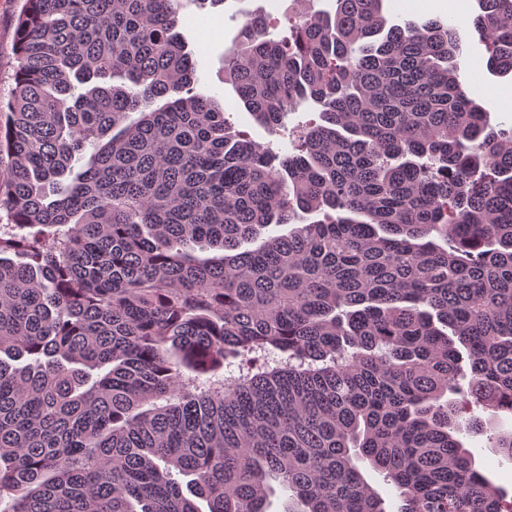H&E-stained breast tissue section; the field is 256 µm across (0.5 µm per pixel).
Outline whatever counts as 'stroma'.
<instances>
[{
	"instance_id": "1",
	"label": "stroma",
	"mask_w": 512,
	"mask_h": 512,
	"mask_svg": "<svg viewBox=\"0 0 512 512\" xmlns=\"http://www.w3.org/2000/svg\"><path fill=\"white\" fill-rule=\"evenodd\" d=\"M409 0H385L384 14L391 24L407 21L423 23L436 19L456 25L463 52L457 58V75L470 98L487 112V121L494 129L512 127V74L499 75L486 66L485 44L477 36L472 20L478 14L477 0H422L421 7L412 8ZM22 0H0V98L10 95L14 85L15 18ZM259 10L269 16L271 32L280 38L288 33V16L297 11L295 0H227L225 6L201 9L188 5L180 16L178 31L198 67L200 95L216 98L229 114L236 130L271 145L273 150L288 151L294 128L316 120L315 107L304 106L289 113L284 128L277 133L254 123L239 104L232 88L224 82V52L227 50L247 10ZM460 440L471 454L476 466L506 495L512 496V459L499 455L485 436L460 432Z\"/></svg>"
}]
</instances>
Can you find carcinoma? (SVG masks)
Returning a JSON list of instances; mask_svg holds the SVG:
<instances>
[{
	"instance_id": "1",
	"label": "carcinoma",
	"mask_w": 512,
	"mask_h": 512,
	"mask_svg": "<svg viewBox=\"0 0 512 512\" xmlns=\"http://www.w3.org/2000/svg\"><path fill=\"white\" fill-rule=\"evenodd\" d=\"M191 1L24 0L0 101V512H512L456 407L512 413V127L453 25L244 15L195 92ZM474 20L512 71V0ZM138 117L133 119L131 114ZM86 160L80 171L74 166ZM301 213L322 218L281 235ZM215 254L199 257L192 245ZM294 0H245L229 1L217 9H200L189 4L180 16L177 31L185 41L187 51L197 63L199 82L196 92L214 97L230 114L236 130L246 132L251 138L270 143L275 151L292 152L290 140L297 125L311 121L320 122L318 110L312 106L300 107L288 114L285 127L276 134L254 123L238 103L232 88L224 84V51L227 50L244 21L242 10H255L269 16L275 38L288 36V14L300 10ZM361 469L367 481L386 499L388 510L395 511L397 500L392 487L386 484L383 476L379 472L374 471L368 463L361 464Z\"/></svg>"
}]
</instances>
